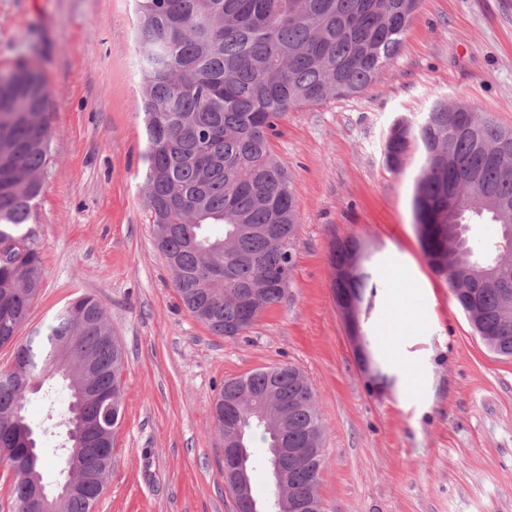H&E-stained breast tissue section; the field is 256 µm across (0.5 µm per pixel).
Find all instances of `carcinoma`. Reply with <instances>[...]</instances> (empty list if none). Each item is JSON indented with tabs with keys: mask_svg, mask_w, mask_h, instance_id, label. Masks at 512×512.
<instances>
[{
	"mask_svg": "<svg viewBox=\"0 0 512 512\" xmlns=\"http://www.w3.org/2000/svg\"><path fill=\"white\" fill-rule=\"evenodd\" d=\"M420 0H135L136 43L143 73L149 168L146 207L155 246L174 272V288L186 310L215 336L233 338L254 325L236 300L239 291L293 265L297 212L290 179L272 152L271 136L286 112L320 106L368 89L397 54ZM48 96L41 75L20 66L0 73V243L19 245L0 256V345L16 337L40 286L38 248L25 230L39 172L51 138ZM421 143L425 161L413 196L418 238L433 272L448 278L457 269L454 298L470 324L496 354L512 358V266L492 269L488 251L467 240L473 253L448 256V236L468 235L472 224H495L512 236V129L473 103H438L420 122L398 120L386 137L387 165L400 170L411 145ZM280 224L287 244L255 234L256 225ZM364 246L355 238L330 246L333 296L364 299L372 279L366 270L338 271ZM102 305L75 300L45 334L19 344L23 372L33 377L54 364L61 341L77 338L110 400L124 352ZM231 407L216 419L224 436L244 447L261 432L276 447L269 426L288 412V447L302 448L309 434L322 446L324 425L314 393L292 365L256 370L224 382L219 394ZM0 460L14 472L13 512H39L24 493V477L41 472L39 455L28 456L22 438L34 440L25 395L0 383ZM78 436L66 443L59 465L75 457L88 473L109 470L103 452L112 428V407L99 400L75 402L66 416ZM323 454L288 467V486L301 499L319 497ZM60 512H93L82 494Z\"/></svg>",
	"mask_w": 512,
	"mask_h": 512,
	"instance_id": "obj_1",
	"label": "carcinoma"
}]
</instances>
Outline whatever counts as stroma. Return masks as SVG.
<instances>
[{
  "mask_svg": "<svg viewBox=\"0 0 512 512\" xmlns=\"http://www.w3.org/2000/svg\"><path fill=\"white\" fill-rule=\"evenodd\" d=\"M134 24V0H0V72L30 64L50 91L43 190L27 224L41 288L17 336L91 296L125 351L122 418L94 512H235L213 406L225 381L280 364L304 374L325 425V512H512V359L473 333L421 251V150L397 172L384 159L392 123L420 121L438 102H474L512 126V0H421L372 86L280 121L272 149L292 179L294 267L282 300L233 340L186 311L154 245ZM349 236L364 242L376 286L361 323L393 379L382 391L332 294L329 247ZM395 266L416 294L414 319L393 336ZM38 381L25 409L42 432L68 393L51 372Z\"/></svg>",
  "mask_w": 512,
  "mask_h": 512,
  "instance_id": "35a3bbf8",
  "label": "stroma"
}]
</instances>
